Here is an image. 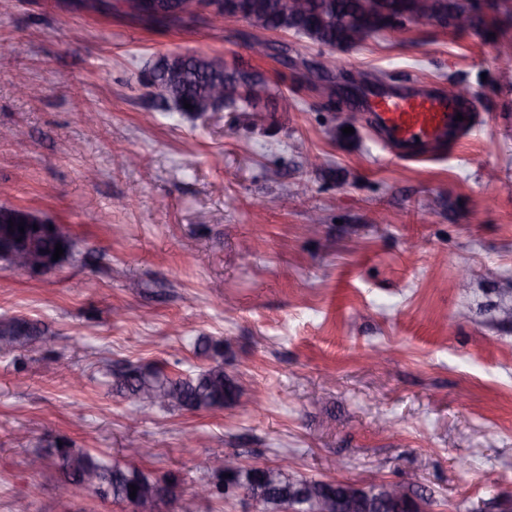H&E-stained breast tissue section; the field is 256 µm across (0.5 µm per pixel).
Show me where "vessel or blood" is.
Returning <instances> with one entry per match:
<instances>
[{
    "instance_id": "1",
    "label": "vessel or blood",
    "mask_w": 512,
    "mask_h": 512,
    "mask_svg": "<svg viewBox=\"0 0 512 512\" xmlns=\"http://www.w3.org/2000/svg\"><path fill=\"white\" fill-rule=\"evenodd\" d=\"M475 103L461 104L436 95L383 97L371 100V118L388 141L414 148L424 140L442 139L464 129L457 113L475 110Z\"/></svg>"
}]
</instances>
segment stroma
<instances>
[{"instance_id":"obj_1","label":"stroma","mask_w":512,"mask_h":512,"mask_svg":"<svg viewBox=\"0 0 512 512\" xmlns=\"http://www.w3.org/2000/svg\"><path fill=\"white\" fill-rule=\"evenodd\" d=\"M479 29L431 23L334 52L336 71L391 95L468 85L476 129L407 158L366 113L302 77L319 47L282 34L289 63L253 57L244 22L148 26L76 0H0V203L66 224L77 256L47 275L0 270V318L41 338L0 350V512H127L83 489L59 497L61 441L134 460L183 492L207 459L287 461L300 474L432 490L434 512H499L512 498V0ZM222 56L282 91L262 120L157 108L139 80L173 52ZM39 84L18 97L16 74ZM322 218L308 235L311 213ZM121 307L124 318L111 310ZM224 342L243 393L207 412L113 395L103 368L207 366ZM387 364L362 363L371 346Z\"/></svg>"}]
</instances>
